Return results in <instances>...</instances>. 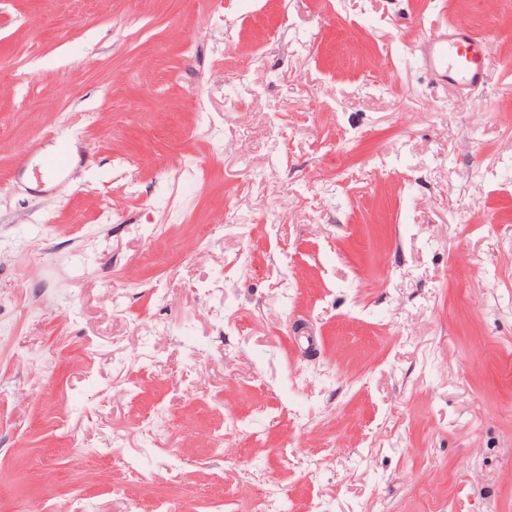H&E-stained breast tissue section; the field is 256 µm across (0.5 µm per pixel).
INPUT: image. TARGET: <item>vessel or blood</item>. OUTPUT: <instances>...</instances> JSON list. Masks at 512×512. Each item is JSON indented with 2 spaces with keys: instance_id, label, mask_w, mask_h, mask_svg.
I'll list each match as a JSON object with an SVG mask.
<instances>
[{
  "instance_id": "b4317fda",
  "label": "vessel or blood",
  "mask_w": 512,
  "mask_h": 512,
  "mask_svg": "<svg viewBox=\"0 0 512 512\" xmlns=\"http://www.w3.org/2000/svg\"><path fill=\"white\" fill-rule=\"evenodd\" d=\"M421 56L433 74L466 90L483 81L489 44L465 28L446 27L422 41Z\"/></svg>"
}]
</instances>
